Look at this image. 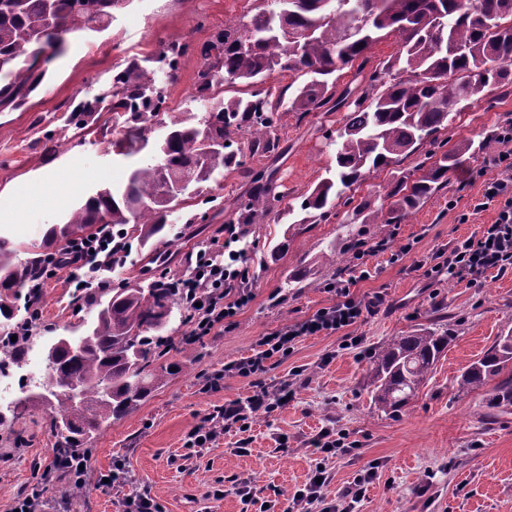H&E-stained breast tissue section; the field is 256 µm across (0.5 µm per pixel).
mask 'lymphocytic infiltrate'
Returning <instances> with one entry per match:
<instances>
[{"label": "lymphocytic infiltrate", "instance_id": "f902f5d3", "mask_svg": "<svg viewBox=\"0 0 512 512\" xmlns=\"http://www.w3.org/2000/svg\"><path fill=\"white\" fill-rule=\"evenodd\" d=\"M505 167L486 184L481 209L496 206L494 223L485 225L479 237L466 238L457 243L445 264L452 279L478 278L491 269L505 271L512 268V153L498 156ZM237 234L235 225L227 224L214 236L207 250L197 253L191 277L182 279L163 278L164 286L176 289L186 297V321L191 330L188 341L194 342L210 335L216 325L231 322L238 312L252 299L248 289L249 268L243 250L234 246ZM109 252L122 256L111 225H101L94 238L70 241L58 255L49 258L44 266L46 278L56 276L58 270L69 269L70 284L93 285L100 279L96 264L97 254ZM337 301L335 305L318 310L303 322L280 328L261 338L262 350L256 355L228 365L226 372L216 373L206 381L207 388L219 387L225 373L243 378H253L251 395L239 398L200 418L189 432L186 448H208L230 431L246 432L252 427L258 412L272 413L282 408L292 394L287 388L270 392L258 376L266 370V362L273 356L288 358L294 350L297 338L325 332L332 334L358 322L363 314V304L350 294L347 284L333 285ZM315 460L311 477L302 488L281 500L258 501L249 486L237 488L236 493L244 507L258 506L259 512H309L310 505L322 503V512H354L356 504L364 499L368 485L375 477L374 469H366L357 475L342 495L341 503L324 500V486L330 481L327 470L329 457L343 448V438L334 429L322 428L311 440Z\"/></svg>", "mask_w": 512, "mask_h": 512}]
</instances>
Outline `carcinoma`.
<instances>
[{"label": "carcinoma", "mask_w": 512, "mask_h": 512, "mask_svg": "<svg viewBox=\"0 0 512 512\" xmlns=\"http://www.w3.org/2000/svg\"><path fill=\"white\" fill-rule=\"evenodd\" d=\"M128 0H0V112L27 103L45 78L40 66L59 54L67 37L97 32L112 21L113 10ZM276 9H262L213 32L201 48L196 94L207 101L200 114L170 120L154 153L133 169L118 187L103 185L74 207L62 224L51 226L40 241L19 248L0 239V316L15 320L16 341L0 336V354L20 362L31 343L29 328L39 319L34 300L35 278L47 255L71 239L96 234L110 224L127 238L143 243L162 234L166 217L183 202L198 196L220 167H235L255 184L238 203L240 224L263 220L282 198L265 172L246 166L233 135L250 136L246 150L267 154L277 145L281 112H311L330 97L328 78L361 57L392 30L402 46L383 72L369 74L367 88L352 102L336 135V167L300 204L320 211L325 220L335 200L364 181L367 171L384 169L400 153H414L424 144H438L455 107L492 85L512 83V0H273ZM187 46H171L156 62L166 76H176ZM291 72L306 80L286 99L271 91H252L231 99L221 97L224 83L252 87L274 71ZM167 86L155 70L132 60L97 99L121 128L112 151H142L165 112ZM94 112L86 102L71 110L66 122L76 128ZM223 144L212 161L208 142ZM491 140L465 139L452 150L427 151L412 173L399 177L386 198L388 210L364 201L357 206L364 224H396L417 211L448 183V172L466 154L484 151ZM25 298H20L22 289ZM24 301L19 305L18 301ZM77 300L97 308L94 322L64 345H49L42 401L52 410L61 466L85 451L101 427L136 410L153 382L173 372L174 365L150 370L160 358L163 329L173 308L184 304L174 290L150 282L136 288H87ZM448 330L421 329L385 342L372 360V402L385 413L406 406L426 383L447 348ZM499 378L487 394L491 410L512 407V330L459 377L462 392L483 388ZM83 384L75 404L68 393L72 382Z\"/></svg>", "instance_id": "carcinoma-1"}]
</instances>
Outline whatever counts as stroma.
<instances>
[{
	"label": "stroma",
	"instance_id": "1",
	"mask_svg": "<svg viewBox=\"0 0 512 512\" xmlns=\"http://www.w3.org/2000/svg\"><path fill=\"white\" fill-rule=\"evenodd\" d=\"M264 5V0H131L114 11L102 32L70 37L27 104L0 112V236L16 243L41 239L84 194L106 182L123 184L143 161L140 153H113L114 132L105 119L81 130L66 125L76 104L109 87L128 60L148 67L163 49L184 45L188 51L178 78L168 87V111L176 116L204 111V101L195 95L201 45L214 30ZM399 48L398 35L384 34L366 52L364 67L352 64L337 72L333 95L360 94L362 72L383 68ZM342 117L322 108L281 113L277 150L246 161L270 174L284 204L300 205L335 165ZM509 125L512 85L492 87L461 102L443 135L453 145L481 133L500 134ZM421 158L418 152L402 154L387 168L367 173L351 202H337L329 220L294 224L271 216L242 225L240 245L256 280L252 302L232 326L193 344L185 341L184 313L173 312L164 329L173 342L165 360L179 364V372L165 376L135 411L87 441L88 477L81 496L53 483L43 486L49 512H121L111 492L98 485L118 460L135 486L150 490L162 512H240L241 483H250L262 499L276 488L291 493L302 487L313 464L310 441L325 427L345 431L357 443L350 453L329 459L327 499L372 467L376 477L357 512H512V409L489 410L485 390L464 394L456 385L462 371L512 329V269L487 271L471 286L449 278L442 267L458 241L495 221V209H474L486 182L498 173L491 154L465 155L447 185L401 223L362 224L355 218L357 204L382 203L393 182ZM253 189L237 172L217 176L201 197L170 213L165 238L132 245L108 274L112 287L145 285L163 273L189 277V255L235 221L236 200ZM332 243L341 250L333 265L323 258ZM277 245L280 256L269 259ZM361 249L362 269L356 266ZM298 268L308 270V279L304 287H289L288 277ZM339 281L350 282L359 300L382 296L383 305L346 332L301 337L288 358L269 359L261 380L272 392L290 384L288 405L270 415L258 413L245 433L226 434L213 447L188 453L184 442L203 415L252 391L248 379L229 375L219 389L206 392V376L256 353L260 339L273 330L333 304L328 287ZM40 308L32 331V368L41 373L49 333L60 336L89 325L97 310L74 303L63 278L45 281ZM439 326L452 340L429 380L400 412L378 410L370 394L375 351L393 337ZM23 396L15 392L22 405L0 423V512H12L17 498L55 462L52 412ZM218 489L223 497H215Z\"/></svg>",
	"mask_w": 512,
	"mask_h": 512
}]
</instances>
